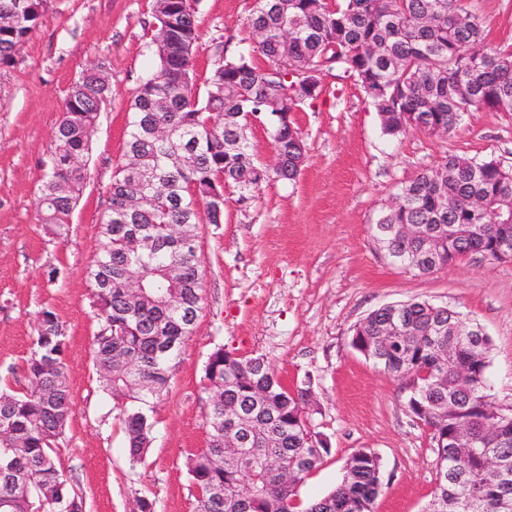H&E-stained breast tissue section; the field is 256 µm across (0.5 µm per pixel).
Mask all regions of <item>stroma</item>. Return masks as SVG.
<instances>
[{"label":"stroma","mask_w":512,"mask_h":512,"mask_svg":"<svg viewBox=\"0 0 512 512\" xmlns=\"http://www.w3.org/2000/svg\"><path fill=\"white\" fill-rule=\"evenodd\" d=\"M250 3L197 0L198 78L218 55L248 48ZM460 5L484 19L487 47L512 46V0ZM152 23V0H46L14 63L0 68V386L26 387L38 315L51 308L66 335L72 401L58 453L83 512H131L140 498L154 501L155 512H195L185 458L207 445V359L219 346L260 356L288 387L311 384L309 422L327 451L298 483L297 503L328 495L349 457L368 448L382 463L374 512H425L436 487L430 430L407 410L402 379L353 348V330L370 312L400 301L456 310L486 331V392L512 408V259L474 255L420 274L379 250L374 228L397 189L447 155L512 165V112L467 113L445 136L414 130L392 138L354 78L339 69L323 73L325 93L293 114L306 143L298 178H270L245 200L225 188L223 223L198 227L201 309L155 405L146 460L133 468L93 367L98 319L87 268L123 154L130 100L155 64ZM101 61L111 98L93 139L89 178L59 238L38 220L41 161L69 87Z\"/></svg>","instance_id":"obj_1"}]
</instances>
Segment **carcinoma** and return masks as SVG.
<instances>
[{
	"instance_id": "1",
	"label": "carcinoma",
	"mask_w": 512,
	"mask_h": 512,
	"mask_svg": "<svg viewBox=\"0 0 512 512\" xmlns=\"http://www.w3.org/2000/svg\"><path fill=\"white\" fill-rule=\"evenodd\" d=\"M45 0H0V67L14 63L16 46L38 26ZM458 0H252L250 36L265 32L253 49L220 57L205 89L197 84L193 51L199 39L192 0H153L156 24L171 36L155 47L150 77L132 95L124 152L101 215L99 247L87 275L97 309L93 366L123 425L129 463L143 462L154 427V401L167 389L176 359L194 333L203 291L198 250L168 234L170 224L224 220V186L240 198L274 175L293 181L305 159V142L288 127L273 126L274 148L283 159L271 173L258 162L250 141L257 124L273 112H292L325 91L319 74L338 68L360 85L381 118L385 134L398 136L419 122L428 131H455L467 112L481 108L512 112V47H484L485 23ZM308 68L304 80H285ZM69 90L43 161L39 221L53 235H66L86 182L91 142L84 127L98 114L110 88L90 71ZM168 107L159 112L157 100ZM164 125L171 138L157 142ZM83 166L70 165L71 156ZM137 193L140 209L125 211ZM483 200L480 210L472 198ZM376 224V240L393 262L416 257L421 244L398 238L391 228L418 224L434 243L411 270L429 274L478 254L501 261L500 245L512 244V166L494 158L476 161L448 155L434 168L404 183ZM155 249L134 248L137 239ZM143 280V293L129 296L124 281ZM448 312L425 301H405L365 317L359 335L373 338L407 323L414 334L397 336L372 353L386 371L406 379V405L431 430L442 461L428 512H512V426L488 430L496 408L486 394L489 341L475 347L465 335L437 332ZM66 341L50 309L39 316L25 366L27 388L0 392V427L18 444L0 443V512H83L82 497L63 477L55 445L71 413L65 374ZM206 389L224 388V404L209 403L208 444L191 452L186 467L197 491V512H294L296 487L326 451L311 434L304 413L311 382L291 391L260 357L240 359L215 348L205 365ZM265 402L256 405L257 394ZM251 413L252 431L238 464L225 457L229 426L224 406ZM468 438L456 440L459 425ZM272 458L294 473L285 482L262 461ZM382 489L381 461L358 450L346 462L340 483L304 512H366ZM220 491L214 495V491Z\"/></svg>"
}]
</instances>
